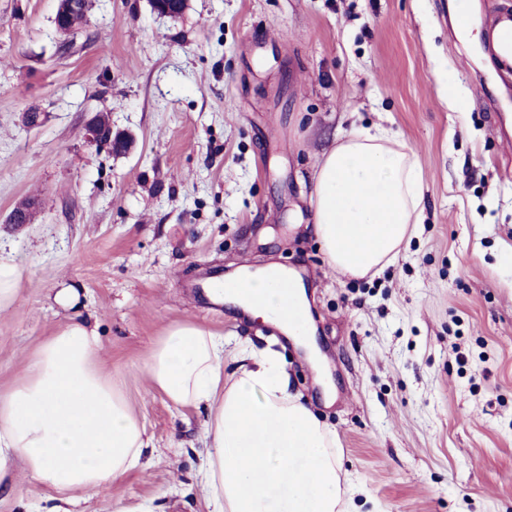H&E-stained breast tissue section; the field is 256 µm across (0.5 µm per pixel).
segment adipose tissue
Segmentation results:
<instances>
[{"label": "adipose tissue", "mask_w": 512, "mask_h": 512, "mask_svg": "<svg viewBox=\"0 0 512 512\" xmlns=\"http://www.w3.org/2000/svg\"><path fill=\"white\" fill-rule=\"evenodd\" d=\"M313 229L337 272L363 277L392 262L424 210L419 168L382 128L350 132L313 176ZM284 270L242 267L210 281L209 297L277 325L314 368L322 359L305 288L278 286ZM100 340L71 319L0 393V481L16 464L58 491L95 495L140 467L145 430L96 362ZM224 372V339L171 323L144 368L152 388L182 408L206 407L201 471L208 512H353L356 490L336 433L294 393L273 352L243 350Z\"/></svg>", "instance_id": "obj_1"}]
</instances>
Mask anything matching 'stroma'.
<instances>
[{"label":"stroma","mask_w":512,"mask_h":512,"mask_svg":"<svg viewBox=\"0 0 512 512\" xmlns=\"http://www.w3.org/2000/svg\"><path fill=\"white\" fill-rule=\"evenodd\" d=\"M57 8L0 0V256L23 272L0 312V392L80 317L152 448L73 512H207L206 412L143 369L183 320L223 336L225 370L243 346L280 353L336 432L359 512H512V76L473 39L512 0H188L175 18L94 0L66 55ZM99 112L127 153L87 141ZM375 126L414 154L424 219L357 278L329 266L310 193L321 158ZM30 198L33 223H8ZM268 263L303 280L333 404L275 326L206 295L209 277ZM56 496L23 481L0 512Z\"/></svg>","instance_id":"stroma-1"}]
</instances>
